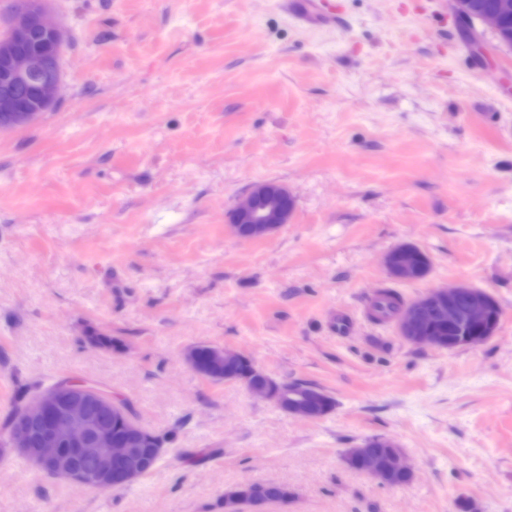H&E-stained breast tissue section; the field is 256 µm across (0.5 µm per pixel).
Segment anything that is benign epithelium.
Segmentation results:
<instances>
[{"label":"benign epithelium","instance_id":"benign-epithelium-1","mask_svg":"<svg viewBox=\"0 0 512 512\" xmlns=\"http://www.w3.org/2000/svg\"><path fill=\"white\" fill-rule=\"evenodd\" d=\"M454 13L472 17L491 28L499 46L512 48V30L506 20L512 17V0H496L490 10L478 11L470 0H451ZM48 40L44 49L24 46L38 35ZM67 43L62 27L50 19L49 0H21L8 31L0 36V129L25 127L40 111L22 101L17 90L32 86L44 109L55 102L62 81L61 56ZM297 207L295 196L284 185L260 182L238 200L229 213V223L239 239H261L275 234L290 223ZM412 250L406 244L389 250L383 259L390 278L410 281L415 278ZM492 296L465 284L433 288L407 304L397 319L402 339L413 346L443 348L442 338L425 326L434 315L448 317V323L465 322L480 331L470 337L469 347L487 342L497 332L488 314ZM245 385L290 415L315 419L314 407L324 402L325 393L307 386L297 399L288 397L292 383L262 375ZM118 417L125 433L112 435L111 417ZM154 434L132 419L111 395L92 385L65 381L36 394L33 404L14 419L8 434L9 447L24 457L39 472L64 481L77 489L119 490L143 477L151 465L144 447ZM383 451L368 448L349 450L345 461L351 469L372 475L383 485H392L398 473L412 474L400 445L381 438ZM246 493L224 497L226 512H259L266 504L254 483L244 484Z\"/></svg>","mask_w":512,"mask_h":512}]
</instances>
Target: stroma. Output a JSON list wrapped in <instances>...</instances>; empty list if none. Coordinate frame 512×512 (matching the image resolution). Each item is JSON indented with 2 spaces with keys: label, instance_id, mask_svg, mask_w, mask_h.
I'll return each mask as SVG.
<instances>
[{
  "label": "stroma",
  "instance_id": "35a3bbf8",
  "mask_svg": "<svg viewBox=\"0 0 512 512\" xmlns=\"http://www.w3.org/2000/svg\"><path fill=\"white\" fill-rule=\"evenodd\" d=\"M335 3L320 29L278 0H52L58 100L0 130V512H225L247 481L294 493L264 512H512V50L448 0ZM263 181L296 211L240 240L226 214ZM400 244L422 279L387 276ZM457 283L503 311L479 347H414L367 313ZM203 343L333 411L202 378L183 353ZM59 380L165 437L148 477L80 490L9 448L5 418ZM374 436L412 481L347 467ZM399 294L392 290L382 291L373 302V309L380 318L397 315L404 305ZM254 365V364H253ZM255 367V365H254ZM261 373L262 380L258 381H226L242 383L248 386L252 391L271 402L277 408L289 415H298L309 420L315 419L314 407L324 402L325 393L318 387L313 385H304L297 383L300 386H306V393L299 395L298 399H290L288 397V390L291 389L294 382L288 381H275L261 370L255 367Z\"/></svg>",
  "mask_w": 512,
  "mask_h": 512
}]
</instances>
